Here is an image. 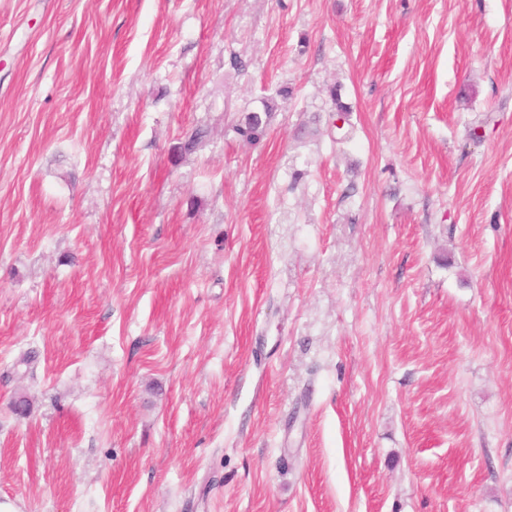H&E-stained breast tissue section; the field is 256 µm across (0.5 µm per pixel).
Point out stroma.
<instances>
[{
    "instance_id": "obj_1",
    "label": "stroma",
    "mask_w": 512,
    "mask_h": 512,
    "mask_svg": "<svg viewBox=\"0 0 512 512\" xmlns=\"http://www.w3.org/2000/svg\"><path fill=\"white\" fill-rule=\"evenodd\" d=\"M4 501L512 512V0H0ZM272 99L263 102V115L261 112H249L235 126L234 130L238 136L248 142L261 140L267 132V119L273 110Z\"/></svg>"
}]
</instances>
